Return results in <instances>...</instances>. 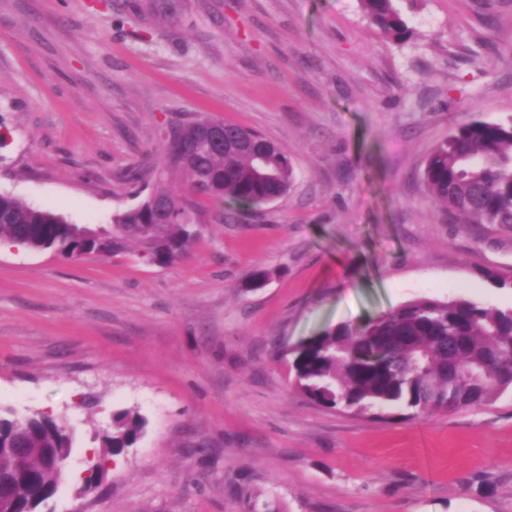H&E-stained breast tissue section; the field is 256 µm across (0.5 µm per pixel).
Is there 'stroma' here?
Listing matches in <instances>:
<instances>
[{"mask_svg": "<svg viewBox=\"0 0 512 512\" xmlns=\"http://www.w3.org/2000/svg\"><path fill=\"white\" fill-rule=\"evenodd\" d=\"M410 40L359 0H0V191L76 224L136 204L129 169L202 112L285 150L288 194L208 208L188 258L136 247L0 253V415L75 428L39 512H512V394L432 418L328 408L277 344L418 298L502 309L512 228L460 223L429 193L433 148L512 120V0H398ZM272 271L261 288L245 283ZM146 421L82 493L115 411Z\"/></svg>", "mask_w": 512, "mask_h": 512, "instance_id": "1", "label": "stroma"}]
</instances>
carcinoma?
<instances>
[{
    "label": "carcinoma",
    "mask_w": 512,
    "mask_h": 512,
    "mask_svg": "<svg viewBox=\"0 0 512 512\" xmlns=\"http://www.w3.org/2000/svg\"><path fill=\"white\" fill-rule=\"evenodd\" d=\"M398 0H360L369 22L390 39L412 35ZM212 123L243 147L218 146L204 134ZM160 173L148 196L112 215L114 230L96 239L49 209L0 192V240L28 249H52L64 258L94 251L118 254L137 244L147 262L165 266L199 238L209 203L247 211L288 193L294 169L288 155L262 135L205 114L159 130ZM430 194L468 224L512 226V120H474L452 132L430 154L423 172ZM167 203L163 219L148 204ZM294 388L330 408L380 418L395 409L412 414L491 405L512 389V308L457 296L420 298L361 324L339 323L279 351ZM145 427L136 412L113 416L93 465L135 443ZM75 431L63 418L36 412L0 418V477L12 488L0 512H35L65 479Z\"/></svg>",
    "instance_id": "cac0c4a2"
}]
</instances>
